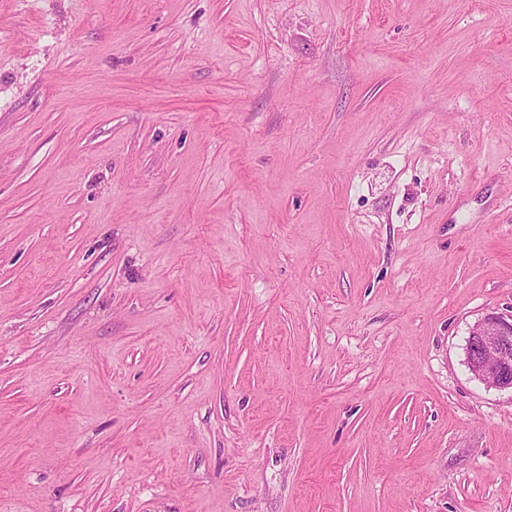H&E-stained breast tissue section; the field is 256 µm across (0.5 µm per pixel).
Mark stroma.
Returning a JSON list of instances; mask_svg holds the SVG:
<instances>
[{"instance_id":"stroma-1","label":"stroma","mask_w":512,"mask_h":512,"mask_svg":"<svg viewBox=\"0 0 512 512\" xmlns=\"http://www.w3.org/2000/svg\"><path fill=\"white\" fill-rule=\"evenodd\" d=\"M512 0H0V512H512ZM466 359L475 379L488 388L512 393V312L487 314L473 327Z\"/></svg>"}]
</instances>
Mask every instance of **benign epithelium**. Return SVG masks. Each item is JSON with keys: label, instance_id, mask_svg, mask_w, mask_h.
<instances>
[{"label": "benign epithelium", "instance_id": "1", "mask_svg": "<svg viewBox=\"0 0 512 512\" xmlns=\"http://www.w3.org/2000/svg\"><path fill=\"white\" fill-rule=\"evenodd\" d=\"M466 359L475 379L489 388L512 391V313L485 315L469 335Z\"/></svg>", "mask_w": 512, "mask_h": 512}]
</instances>
